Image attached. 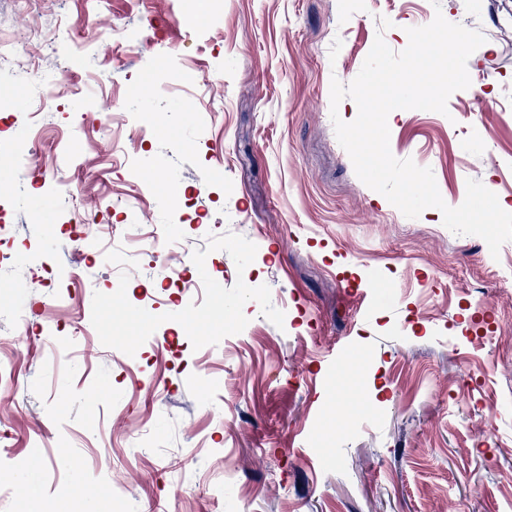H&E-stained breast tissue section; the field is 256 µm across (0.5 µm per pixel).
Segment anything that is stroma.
Segmentation results:
<instances>
[{
  "label": "stroma",
  "instance_id": "35a3bbf8",
  "mask_svg": "<svg viewBox=\"0 0 512 512\" xmlns=\"http://www.w3.org/2000/svg\"><path fill=\"white\" fill-rule=\"evenodd\" d=\"M188 11L0 0V512L30 478L39 512H512V241L406 218L330 115L356 117L330 85L376 35L482 32L470 86L389 115L390 148L449 206L472 178L512 212V0ZM78 277L96 317L61 305ZM356 279L381 295L365 315Z\"/></svg>",
  "mask_w": 512,
  "mask_h": 512
}]
</instances>
